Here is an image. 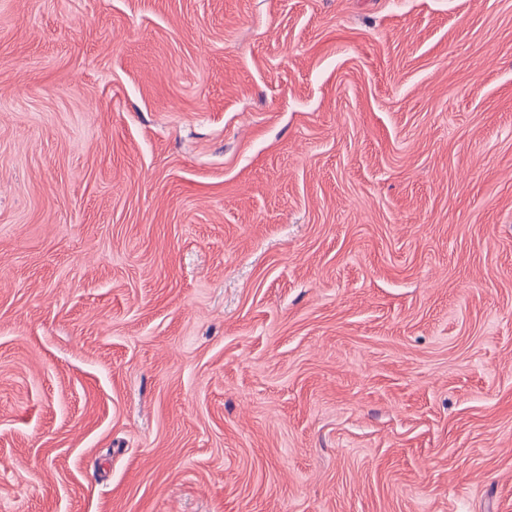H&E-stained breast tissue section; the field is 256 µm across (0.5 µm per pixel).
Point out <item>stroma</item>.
Here are the masks:
<instances>
[{"label": "stroma", "mask_w": 512, "mask_h": 512, "mask_svg": "<svg viewBox=\"0 0 512 512\" xmlns=\"http://www.w3.org/2000/svg\"><path fill=\"white\" fill-rule=\"evenodd\" d=\"M0 512H512V0H0Z\"/></svg>", "instance_id": "obj_1"}]
</instances>
